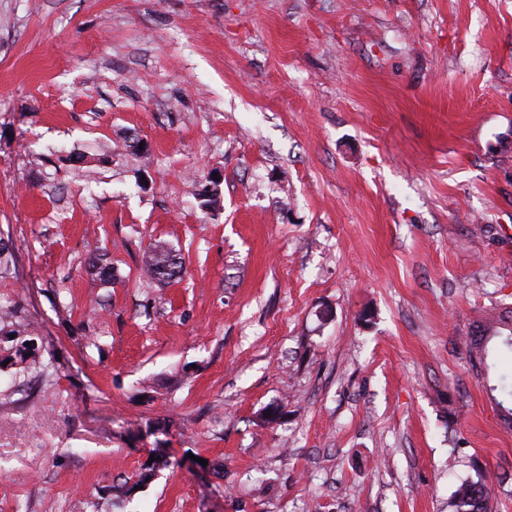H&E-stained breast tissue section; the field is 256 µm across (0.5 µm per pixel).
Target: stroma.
Wrapping results in <instances>:
<instances>
[{"label": "stroma", "mask_w": 512, "mask_h": 512, "mask_svg": "<svg viewBox=\"0 0 512 512\" xmlns=\"http://www.w3.org/2000/svg\"><path fill=\"white\" fill-rule=\"evenodd\" d=\"M506 307L512 0H0V512H512ZM505 336L503 343L512 352V310L501 311L497 317H488L474 326L469 336L470 355L475 359V366L483 364L488 357L489 342ZM475 353V354H474ZM478 358V361L476 359ZM493 489L488 477L481 471L476 479H464L452 494V512H492Z\"/></svg>", "instance_id": "obj_1"}]
</instances>
